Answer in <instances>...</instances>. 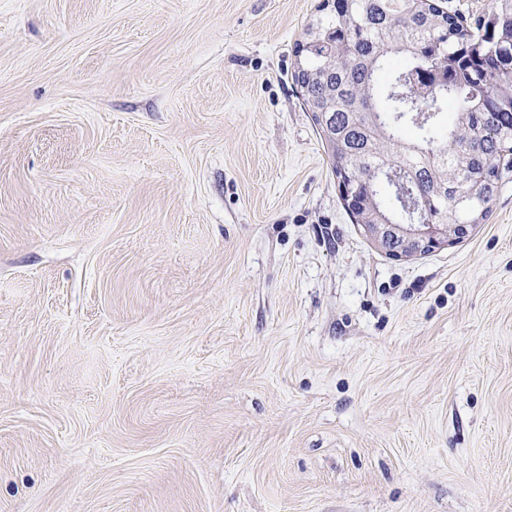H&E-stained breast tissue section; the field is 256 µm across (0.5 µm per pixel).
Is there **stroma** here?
Masks as SVG:
<instances>
[{
	"mask_svg": "<svg viewBox=\"0 0 512 512\" xmlns=\"http://www.w3.org/2000/svg\"><path fill=\"white\" fill-rule=\"evenodd\" d=\"M323 0H0V512H512V174L352 223Z\"/></svg>",
	"mask_w": 512,
	"mask_h": 512,
	"instance_id": "35a3bbf8",
	"label": "stroma"
}]
</instances>
